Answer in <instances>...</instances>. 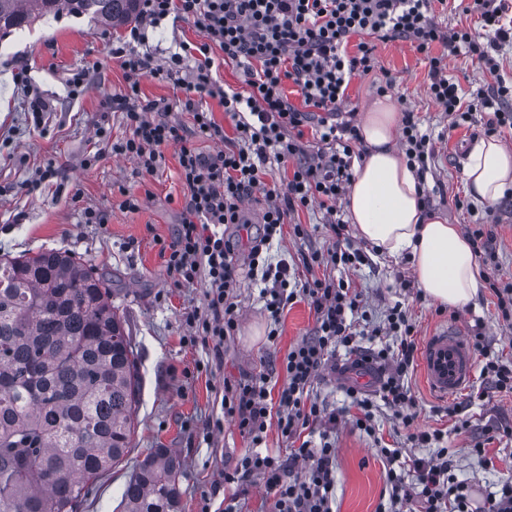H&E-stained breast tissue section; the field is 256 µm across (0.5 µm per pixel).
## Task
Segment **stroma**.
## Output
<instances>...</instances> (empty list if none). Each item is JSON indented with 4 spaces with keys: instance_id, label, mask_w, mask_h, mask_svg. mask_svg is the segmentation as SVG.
<instances>
[{
    "instance_id": "1",
    "label": "stroma",
    "mask_w": 512,
    "mask_h": 512,
    "mask_svg": "<svg viewBox=\"0 0 512 512\" xmlns=\"http://www.w3.org/2000/svg\"><path fill=\"white\" fill-rule=\"evenodd\" d=\"M119 35V30L97 20L64 11L39 17L31 26L0 36V254L19 256L57 249L104 270L112 281V304L124 316L134 345L141 393L132 450L112 468L81 512H122L120 489L144 456L156 448L170 449L182 460L181 512H203L207 506L215 510L220 501L211 495L214 483L249 446L233 422L222 417L224 380L266 370L272 387L281 388L286 376L279 364L291 346L312 333L314 310L303 299L285 308L279 322H272L259 285L242 278L237 290L242 316L224 361L218 370L196 371L197 362L207 360L208 352L202 346L184 344L188 329L183 314L202 305L204 287L176 285L160 255V245L171 241L184 204L176 149L168 148L162 166L145 177L137 174L131 160L109 153L93 167L84 165L97 124L108 123L116 137L128 132L121 113L102 108L106 98L128 88L126 76L111 54L112 42ZM202 39L193 21L166 20L149 30L146 49L154 63L160 64L179 42ZM441 54L446 55L439 43L427 53L418 52L407 41L377 43L375 68L352 78L344 108L363 115L385 94L395 110L414 113L436 153L435 175L427 180L432 208L463 229L483 217L484 208L478 204L467 211L453 205L455 197L465 194L462 166L474 135L464 126L449 129L445 113L428 93L430 59ZM446 57L447 75L464 100H472L477 89L488 88L497 79L512 80V44L498 52V68L493 72L478 69L463 53ZM21 63L28 64L32 84L55 105L46 132L34 129L27 100L14 83V69ZM81 68L89 71L87 88L74 101L67 96L65 81ZM140 94L169 102L167 120L192 131L193 118L181 105L183 89L145 77L140 81ZM50 162L59 170L57 182L28 193L26 181ZM126 190L142 195L139 211L121 208ZM497 206L501 222L493 227L495 265L482 267L481 272H496L501 282L512 284V200H500ZM88 210L107 214V224L84 223L83 214ZM297 224L305 229L300 239L293 234ZM333 242L324 210L311 207L291 215L269 253L273 261L282 260L297 269L300 278L350 282L373 324H382L387 309L398 303L411 316L417 339L445 323L458 322L469 330L478 324L489 341V354L512 359V323L499 315L491 289L483 290L476 306L437 309L408 290L413 274L407 257L383 258L370 248L365 251L366 262L349 270L330 266L302 269V254L327 251ZM273 325L279 329V338L272 345L267 334ZM367 374L364 368L323 374L314 382L313 395L331 408L347 406L344 385L372 387ZM409 384L419 402L415 428L447 432V446L458 464L456 475L473 486L475 497L512 480V439L492 440L485 457L472 455L471 435L453 433L448 413L449 407L465 402L475 429L512 425V393L493 392L471 402L462 393L445 399L430 392L417 371ZM374 423L376 434L372 437L357 428L352 414H345L336 425L335 512H379L389 504L379 451L408 448L407 431L381 403L374 410Z\"/></svg>"
}]
</instances>
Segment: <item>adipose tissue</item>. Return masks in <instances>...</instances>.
Segmentation results:
<instances>
[{
	"label": "adipose tissue",
	"instance_id": "adipose-tissue-1",
	"mask_svg": "<svg viewBox=\"0 0 512 512\" xmlns=\"http://www.w3.org/2000/svg\"><path fill=\"white\" fill-rule=\"evenodd\" d=\"M399 118L384 102L365 113L359 133L365 153L355 161L344 207L356 236L382 257L408 256L424 297L462 308L484 286L468 239L440 213H425L416 175L396 147ZM471 198L490 205L512 189V148L474 140L463 167Z\"/></svg>",
	"mask_w": 512,
	"mask_h": 512
}]
</instances>
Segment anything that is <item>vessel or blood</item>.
I'll return each mask as SVG.
<instances>
[{
	"instance_id": "1",
	"label": "vessel or blood",
	"mask_w": 512,
	"mask_h": 512,
	"mask_svg": "<svg viewBox=\"0 0 512 512\" xmlns=\"http://www.w3.org/2000/svg\"><path fill=\"white\" fill-rule=\"evenodd\" d=\"M466 329L458 323L440 326L426 336L421 356L424 380L435 394L448 398L474 379V352Z\"/></svg>"
}]
</instances>
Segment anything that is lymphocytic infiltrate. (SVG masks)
<instances>
[{"instance_id": "1", "label": "lymphocytic infiltrate", "mask_w": 512, "mask_h": 512, "mask_svg": "<svg viewBox=\"0 0 512 512\" xmlns=\"http://www.w3.org/2000/svg\"><path fill=\"white\" fill-rule=\"evenodd\" d=\"M473 8L487 31L486 40H476L465 30H443L430 16L432 0H140L138 22L127 28L120 45L112 49L129 85L126 93L107 98L105 105L107 111L123 113L129 134L113 139L111 128L100 124L95 139L113 155L132 159L138 173L147 175L160 168L165 148L178 149L185 205L163 252L166 269L179 284L206 286L203 307L183 316L190 329L189 343L201 344L214 361H222L224 345L238 326L240 272L234 242L224 234L228 225L253 233L247 276L266 283L265 308L271 319H279L300 295L316 315L313 335L293 345L281 362L287 381L278 393H271V376L265 371L224 384V415L252 444L251 451L223 474L235 499L248 497L250 487L260 481L273 497V512H332L336 450L330 435L341 415L313 400L310 391L315 378L332 363L337 346L359 348L360 295L342 280L315 279L292 288L287 263L269 262L264 250L281 237L288 215L317 204L325 207L336 242L326 252L304 255L303 266L354 268L362 263L364 254L352 244L348 225L336 209L350 186L359 141L352 121L336 119L347 88L356 74L373 69L379 41H407L422 53L440 43L449 53L467 52L479 67L496 70L495 53L512 41V25L503 19L505 6L500 0H473ZM166 19L193 21L205 39L198 44L180 43L178 51L157 65L139 47L146 28ZM354 37L359 43L352 54L347 46ZM215 47L242 70L245 91L214 77L210 52ZM445 69L442 58H431L429 93L448 113L452 126L469 122L473 112L484 109L489 113L482 126L484 135L512 129V85L498 80L478 93L475 103L466 105ZM186 71L191 74L187 82L182 79ZM148 76L183 87V106L192 114L197 137L225 138L223 127L201 107L203 98L219 100L233 122V136L225 138L228 146L203 153L180 126L163 119L167 104L139 95L140 80ZM288 81L300 93L302 106L293 105L285 95ZM310 122L315 123L322 146L313 163L306 159L300 134ZM401 145L419 182H426L434 155L428 135L421 133L409 111L403 114ZM288 161L293 164L291 178L283 190L266 192L269 204L262 223L252 229L245 201L261 188L267 163ZM385 333L391 343L359 349L353 361L354 367L372 370L377 383L372 394L348 388L357 410L356 425L375 435L373 407L379 400L408 428L412 445L438 447L432 458L406 455L398 448L382 449L391 487L389 512H474L471 488L457 480L454 460L441 445V431L410 429L418 401L408 374L417 345L414 326L402 306L389 309ZM272 424L292 441L287 454L262 452ZM317 427L324 433L315 445L304 433Z\"/></svg>"}]
</instances>
